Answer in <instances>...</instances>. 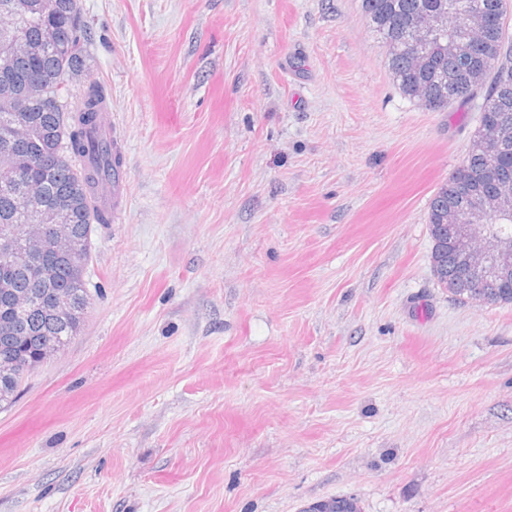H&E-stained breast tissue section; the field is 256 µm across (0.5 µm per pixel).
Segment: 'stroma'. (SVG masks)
Listing matches in <instances>:
<instances>
[{"mask_svg":"<svg viewBox=\"0 0 512 512\" xmlns=\"http://www.w3.org/2000/svg\"><path fill=\"white\" fill-rule=\"evenodd\" d=\"M124 144L84 324L0 406V512H512V304L435 278L481 99L361 0H79ZM358 502L350 497H336L308 506L303 512H360Z\"/></svg>","mask_w":512,"mask_h":512,"instance_id":"stroma-1","label":"stroma"}]
</instances>
